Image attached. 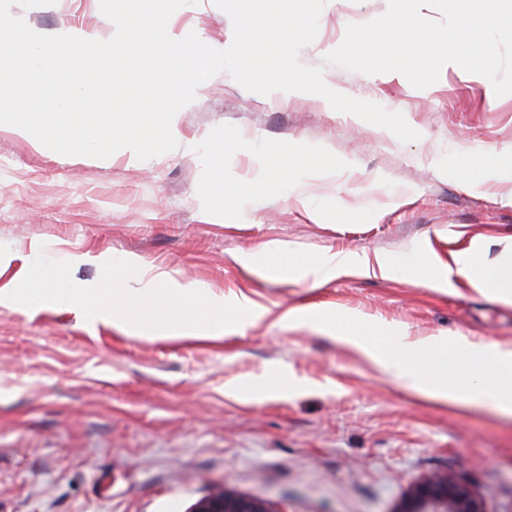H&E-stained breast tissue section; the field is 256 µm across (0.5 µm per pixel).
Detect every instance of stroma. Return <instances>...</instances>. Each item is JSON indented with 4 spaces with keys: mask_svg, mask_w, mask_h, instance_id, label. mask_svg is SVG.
Wrapping results in <instances>:
<instances>
[{
    "mask_svg": "<svg viewBox=\"0 0 512 512\" xmlns=\"http://www.w3.org/2000/svg\"><path fill=\"white\" fill-rule=\"evenodd\" d=\"M386 8L327 0L301 62L323 65L348 24ZM11 13L43 32L110 34L99 0ZM168 25L218 50L233 39L213 0H192ZM324 67L330 87L402 113L420 140L327 111L314 94L247 91L225 72L176 115L177 148L146 161L64 156L0 125L10 271L42 252L134 257L259 311L221 338L161 339L63 306L0 305V512H187L220 486L274 512H396L432 473L465 482L484 512H512L511 418L424 401L309 318L324 309L408 341L512 349L511 303L462 278L426 288L414 274L477 246L487 262L512 251V174L477 190L463 179L480 153H512V94L455 64L425 89L398 73ZM218 142L230 180H261L259 157L293 149L342 164L276 173V191L243 196L231 219L205 193ZM272 241L306 261L344 252L357 262L291 280L266 255ZM245 258L266 259L269 278ZM382 262L399 274L382 276ZM244 379L267 388L240 393Z\"/></svg>",
    "mask_w": 512,
    "mask_h": 512,
    "instance_id": "1",
    "label": "stroma"
}]
</instances>
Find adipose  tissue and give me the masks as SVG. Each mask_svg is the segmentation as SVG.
Returning <instances> with one entry per match:
<instances>
[{
    "label": "adipose tissue",
    "mask_w": 512,
    "mask_h": 512,
    "mask_svg": "<svg viewBox=\"0 0 512 512\" xmlns=\"http://www.w3.org/2000/svg\"><path fill=\"white\" fill-rule=\"evenodd\" d=\"M492 292L512 303V277L496 264L466 261L447 275L433 269L418 271L419 284L450 288L455 278ZM329 334L370 359L379 368L396 373L420 396L458 408L489 407L512 417V351L488 352L457 336H434L416 342H400L401 358H393L388 343L378 341L366 327L350 319L328 320Z\"/></svg>",
    "instance_id": "ef3b65f1"
}]
</instances>
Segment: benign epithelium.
Here are the masks:
<instances>
[{
	"mask_svg": "<svg viewBox=\"0 0 512 512\" xmlns=\"http://www.w3.org/2000/svg\"><path fill=\"white\" fill-rule=\"evenodd\" d=\"M188 512H275L268 503L218 488L197 500ZM396 512H483L469 487L446 473L424 477Z\"/></svg>",
	"mask_w": 512,
	"mask_h": 512,
	"instance_id": "1",
	"label": "benign epithelium"
}]
</instances>
